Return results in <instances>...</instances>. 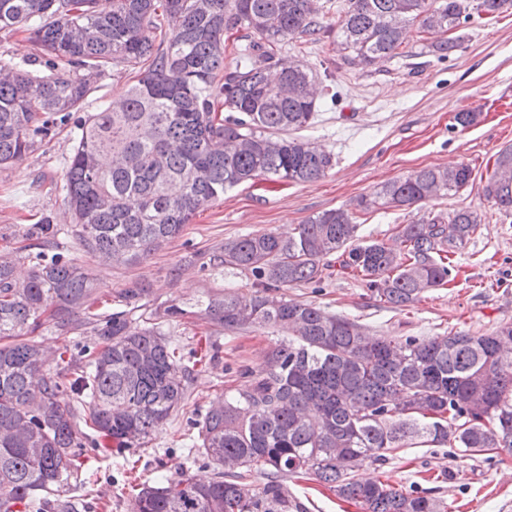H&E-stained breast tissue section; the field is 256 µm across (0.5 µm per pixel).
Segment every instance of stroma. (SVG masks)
I'll list each match as a JSON object with an SVG mask.
<instances>
[{
  "instance_id": "stroma-1",
  "label": "stroma",
  "mask_w": 512,
  "mask_h": 512,
  "mask_svg": "<svg viewBox=\"0 0 512 512\" xmlns=\"http://www.w3.org/2000/svg\"><path fill=\"white\" fill-rule=\"evenodd\" d=\"M344 2L323 0L328 32L320 41L287 46L308 67L332 74L341 92L337 105H321L314 123L296 132L333 155L335 165L325 177L239 184L149 257L104 264L70 233L63 185L72 139L70 124H65L21 163L0 170V255L9 256L18 271H27L31 227L48 220L57 224L73 263L96 277L102 299L114 300L133 281L149 286L154 307L191 303L227 288L248 294L251 275L209 265L213 249L224 239L256 231L291 234L310 216L372 196L383 183L422 168L463 163L474 177L485 174L497 152L512 145V15L473 19L462 49L445 60L421 53L416 29H409L407 56L361 68L342 64L336 48L337 11ZM462 111L480 118L460 131L453 123ZM433 208L447 215L471 208L483 216L454 256L458 274L449 286L398 310L376 301L359 276L333 268L321 287H288L285 296L346 316L376 336L431 337L452 329L483 333L512 321V214L491 206L475 187L438 199ZM422 214L415 206L381 209L368 215L359 234L389 244L397 226ZM190 253L195 265L172 276V268ZM166 330L188 350L216 345L219 358L195 367L184 405L145 447L88 454L80 482L70 488L78 512H130L133 483H151L163 475L184 472L210 479L213 464L189 450L191 420L217 396L237 388L240 369L261 370L265 354L284 340L283 333L270 329L213 333L193 318ZM357 476L429 491L448 502L452 512H512V451L461 457L445 446L402 448L382 466L360 468ZM288 488L309 512H361L312 478L289 479Z\"/></svg>"
}]
</instances>
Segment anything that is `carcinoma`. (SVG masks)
I'll list each match as a JSON object with an SVG mask.
<instances>
[{"instance_id": "carcinoma-1", "label": "carcinoma", "mask_w": 512, "mask_h": 512, "mask_svg": "<svg viewBox=\"0 0 512 512\" xmlns=\"http://www.w3.org/2000/svg\"><path fill=\"white\" fill-rule=\"evenodd\" d=\"M320 9L319 0H112L108 11L98 0H0V32L24 29L36 47L31 60L0 62V169L80 111L97 79L130 70L137 80L126 93L72 131L65 190L86 252L137 261L229 188L320 179L331 154L288 136L314 122L319 74L283 54L290 41L320 40ZM509 10L512 0H347L336 45L345 62L370 67L399 55L416 25L436 36L422 52L443 60L462 47L473 13ZM473 183L466 164L423 168L310 217L292 236L228 238L210 265L250 274L254 291L226 289L151 312L137 282L120 293L123 309L91 311L96 278L58 252L54 225H34L41 251L25 279L0 256V512H76L69 489L81 478L82 454L101 451L96 437L124 452L164 427L202 362L163 330L186 317L222 333L281 328L289 338L267 354L265 369L246 372L249 380L192 421L193 446L215 465L212 479L182 473L144 484L131 512H308L288 490L300 475L362 512H448L425 492L363 482L356 471L413 445L462 456L511 450L512 322L480 335L370 336L354 320L268 292L320 287L334 256L378 302L412 306L451 282L449 256L482 215L431 210L400 226L394 246L360 239V217L424 206ZM481 194L512 210V146L497 153ZM88 326L96 340L53 372V355L24 339ZM65 391L72 402L60 397Z\"/></svg>"}]
</instances>
